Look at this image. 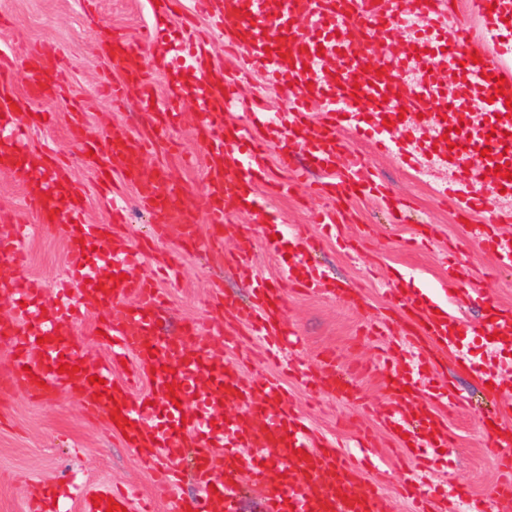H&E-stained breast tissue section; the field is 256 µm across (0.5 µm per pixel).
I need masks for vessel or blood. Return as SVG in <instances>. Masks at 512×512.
<instances>
[{
    "mask_svg": "<svg viewBox=\"0 0 512 512\" xmlns=\"http://www.w3.org/2000/svg\"><path fill=\"white\" fill-rule=\"evenodd\" d=\"M213 27L224 35L243 78L260 76L272 89L289 99L286 120L270 118L263 101L240 97L235 85L217 70L210 57L206 36L192 19H184L178 35H171L166 22L176 15L181 0H160L152 6L154 22L141 37L130 40L112 35L101 41L98 51L121 82H107L112 100L124 99L128 84H135L137 112L149 123L148 129L129 133L113 126L108 145L85 142L90 154L86 164L97 178L120 163L126 181L136 189L139 207L150 214L152 228L161 238L197 241L195 220L179 203V192L170 187L167 169L145 167L154 151L158 128L181 122L173 102L156 97L153 73L175 77L177 83L194 89L197 104L192 116L196 137L206 149L203 161L179 156L181 165H202L207 191V221L213 227L224 224L227 214L249 224H271L273 197L294 193L299 181L309 174H322L314 190L334 200L332 209L318 216L319 223L332 227L349 219L348 201L354 195L370 196L384 202L393 216H400L389 190L365 165L342 167L351 155L350 143L341 131L347 121L362 112L417 111L436 103L446 111L435 89L406 84L400 77L410 46L389 41L393 26L403 12L399 0H199ZM423 19V35L416 56L422 68L435 64L426 48L442 40L444 58L456 66L464 89H477L485 103L486 120L481 129L461 127L449 132L453 144L449 157L458 174L445 191L447 200L463 203L473 212L481 211L483 198L474 187L467 163L480 160L490 167L512 163V77L505 76L489 53L480 52L465 23L452 20L439 0H415ZM472 14L486 26L512 15V0H468ZM388 39L385 54L351 55L364 31ZM335 59L328 73L314 64L319 54ZM26 67L33 76L23 95L0 83V170L6 169L25 181L26 209L40 224L62 228L69 239L66 279L54 306H46L43 282L24 276L5 285L15 314L0 319V343L10 349L6 364L0 365V394L22 391L40 400L56 391H67L92 413H104L115 433H127L128 445L139 461L155 469L162 488L181 480L178 464L184 456L193 460V477L203 494L197 499L178 501V512H237L243 490L256 493L263 512H385L378 490L366 483L353 462L341 458L335 448L316 436L305 417L289 401L280 382L262 372L244 375L238 364L214 355L211 340L219 336L228 349H239L241 341L223 321H212L206 331L185 326L181 336L164 337L156 332L155 321L168 309L166 296L149 279L130 276L129 270L144 250L112 231L123 221V197L109 200L111 224H92L85 219L84 190L59 158L61 146L51 142L39 153H31L25 142V128L18 115L24 105L56 94L61 71L57 52L46 44L30 52ZM321 102L319 113H311V102ZM243 108L250 112L249 125L225 121L227 111ZM276 148L282 177L270 179L262 158ZM0 263L22 267L26 225L16 223L12 212L1 210ZM512 222V216L497 213L478 225L475 241L492 252L498 269H512V246L506 245L498 227ZM249 242H242L228 258L247 280L251 290L248 306L227 300L245 321L249 336L261 342L269 356L299 348L303 338L286 316V303L278 281L255 273ZM309 244L297 243L296 262L289 278L303 293L319 289L339 293L348 304L359 302L356 288L326 282L322 271L310 262ZM451 290H460L468 278L463 254L449 248L444 257ZM80 286L79 302H71L73 286ZM395 311L403 323L402 341L385 350L383 376L391 394L407 397L404 410L388 406L380 417L401 444L426 442L431 448L450 444L443 415L455 394L438 380L445 354L457 348L460 322L440 311L438 302L421 292L396 291ZM98 312L104 317L101 329L111 343L108 360L89 368L73 338L76 320ZM484 336L498 342L512 340V309L488 303ZM419 349L414 368L400 363L405 346ZM134 358L133 378L147 377L146 395L134 394L129 383H116L113 372L124 359ZM72 366V373L59 372L60 364ZM297 379L316 393L338 394L356 399L351 382L335 368L332 354H325L322 368L300 363ZM505 411L492 415L485 428V447L499 473L493 496L512 499V431L504 429ZM429 467L421 460L416 474L401 485L403 496L413 500L414 512H428L424 505L427 486L421 478Z\"/></svg>",
    "mask_w": 512,
    "mask_h": 512,
    "instance_id": "b4317fda",
    "label": "vessel or blood"
}]
</instances>
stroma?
Wrapping results in <instances>:
<instances>
[{"label": "stroma", "instance_id": "1", "mask_svg": "<svg viewBox=\"0 0 512 512\" xmlns=\"http://www.w3.org/2000/svg\"><path fill=\"white\" fill-rule=\"evenodd\" d=\"M150 21L148 0H97L90 11L84 10L79 0H0V53L12 55L17 61L9 73L16 92H23L30 81L24 61L34 47L49 42L60 53L65 76L61 95L29 106L33 112L54 113V124L48 129L30 126L28 146L35 151L49 139L63 146L73 177L85 188L87 216L95 223H109L110 216L100 200L96 175L82 163L80 143L69 137L71 104L80 103L84 134L92 140H102L115 124L134 132L140 129L135 110L136 86H129L127 97L119 106L99 91V82L107 74V60L98 53L97 43L106 32L138 37ZM383 122V116L363 112L357 121L346 126L345 133L354 141L357 158L370 165L393 196L408 205L407 223H394L377 201L356 198L349 203L353 222L340 224L335 236L327 237L314 216L333 208V201L301 189L293 196L274 200L277 223L248 224L230 214L218 231L228 253L236 251L243 235H251L257 273L274 279L281 278L288 265L285 247L299 239L312 243L313 257L330 279L353 285L363 296L362 304L351 306L340 297L321 291L290 292L286 295L287 316L304 339L301 349L272 359L257 342L244 341L241 350L233 352L225 350L223 341L217 337L213 340L214 350L224 359L239 360L246 372L253 364H265L268 372L281 380L289 400L315 430L345 453L368 455L366 478L385 497L390 512H410L412 504L400 496L399 484L411 458L380 424L376 412L378 405L389 401L375 368L383 344L361 335L360 328L373 319L387 320L394 335H401V325L389 304L391 289L424 290L434 299L444 300L462 321L459 342L467 350L471 366L463 370L452 363L439 375L458 394L459 404L447 413L452 442L426 479L443 490L441 496L433 499L431 512H459L453 494L458 483L468 484L473 494L487 498L497 478L483 444L482 415L512 404V351L491 349L482 343L479 333L487 310L480 302L466 296H443L441 282L447 272L441 257L449 242H456L466 254L469 287L480 289L496 303L512 308V271L493 274L491 267L496 264V257L483 252L473 236L474 225L502 211L504 204L501 195L492 191L491 178L486 177L479 187L484 197L482 212L465 217L445 207L438 192L455 177L456 165L442 161L432 184L417 182L400 147L382 154L365 136V129L377 128ZM170 172L173 183L186 189V205L200 218L201 240L208 239L215 231L204 220L206 195L201 168L174 164ZM124 193L126 221L115 225L114 230L133 242L146 244L149 250L145 262L136 270L137 275H152L160 259L174 251L180 254L181 277L163 285L170 297L172 325L193 322L202 326L217 317L231 323L230 312L223 305H210V297L217 291L246 300L247 281L234 270L217 265L202 245L153 238L150 219L139 209L134 188H125ZM25 221L31 231L24 242L22 272L53 284L66 270L67 240L59 229L38 226L33 215H26ZM424 224L432 226V236L420 249H407L405 239ZM273 236L280 240L281 253L274 254L266 248L267 238ZM356 242L361 245L359 254H346V245ZM327 351L334 352L343 364L358 368L353 384L363 397V405L327 394L310 397L292 377L290 364L317 362ZM489 366L496 370L502 383L499 393L494 395L487 392L479 378L480 371ZM361 431L371 437L369 448L357 444L356 436ZM39 486L56 492L58 512H82L80 497L89 489L114 487L130 491L137 500L154 499L155 512H174L178 500L197 492L192 481L187 480L169 497L159 496L151 472L140 464L135 452L112 435L103 417L89 415L81 403L65 392L38 402L20 394L0 401V512H37L32 501Z\"/></svg>", "mask_w": 512, "mask_h": 512}]
</instances>
